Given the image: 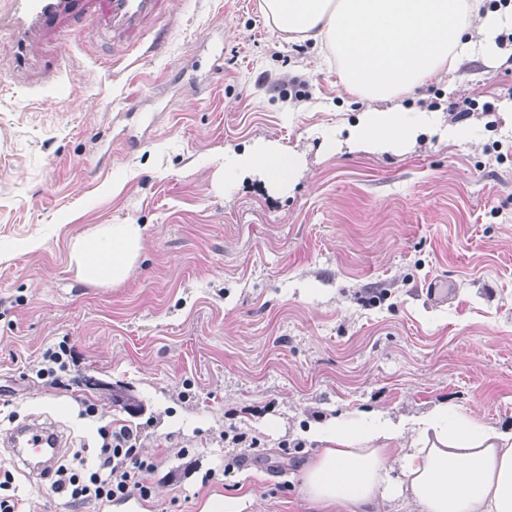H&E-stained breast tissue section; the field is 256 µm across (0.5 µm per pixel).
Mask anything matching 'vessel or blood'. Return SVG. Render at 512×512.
<instances>
[{
    "instance_id": "obj_1",
    "label": "vessel or blood",
    "mask_w": 512,
    "mask_h": 512,
    "mask_svg": "<svg viewBox=\"0 0 512 512\" xmlns=\"http://www.w3.org/2000/svg\"><path fill=\"white\" fill-rule=\"evenodd\" d=\"M101 3L112 21L113 29L129 31L138 28L154 11L158 0H10L8 53L16 70L24 71L36 62L35 37L38 32L56 28L73 14L91 15L94 3ZM0 442L11 448V458L22 464L30 475L46 477L66 445L58 427L50 422L28 419L0 432ZM39 449L38 460L28 456Z\"/></svg>"
}]
</instances>
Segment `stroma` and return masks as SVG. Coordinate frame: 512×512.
I'll list each match as a JSON object with an SVG mask.
<instances>
[{
	"instance_id": "stroma-1",
	"label": "stroma",
	"mask_w": 512,
	"mask_h": 512,
	"mask_svg": "<svg viewBox=\"0 0 512 512\" xmlns=\"http://www.w3.org/2000/svg\"><path fill=\"white\" fill-rule=\"evenodd\" d=\"M6 45L1 31L0 428L54 419L66 460L87 466L102 428L140 429L158 461L141 512H202L242 489L244 512H308L305 433L337 414L407 420L445 400L512 427V127L498 117L512 59H473L403 97L451 123L471 98L469 141L367 153L325 149L360 103L328 51L283 38L260 0H159L135 32L67 21L25 73ZM287 77L305 97L281 95ZM257 140L301 153L298 175L224 184L225 153ZM126 222L147 227L127 280L77 278L72 238ZM437 277L454 290L442 305L417 293ZM62 340L78 376L128 390L142 412L26 379ZM232 426L259 454L213 441ZM14 476L23 512H97Z\"/></svg>"
}]
</instances>
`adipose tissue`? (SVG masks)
Wrapping results in <instances>:
<instances>
[{
	"mask_svg": "<svg viewBox=\"0 0 512 512\" xmlns=\"http://www.w3.org/2000/svg\"><path fill=\"white\" fill-rule=\"evenodd\" d=\"M287 39H311L336 58L343 86L366 103L332 147L388 152L419 135L461 140L469 129L438 113L400 104L404 94L472 58H499L512 32V5L480 0H261ZM303 166L300 154L258 141L224 160V178L256 172L281 181ZM141 224H99L75 237L69 267L96 286L123 283L139 260ZM402 425L370 413L314 429L316 452L299 472L311 512H380L400 498L418 512H512V429L480 423L441 404L420 416L402 443Z\"/></svg>",
	"mask_w": 512,
	"mask_h": 512,
	"instance_id": "ef3b65f1",
	"label": "adipose tissue"
}]
</instances>
